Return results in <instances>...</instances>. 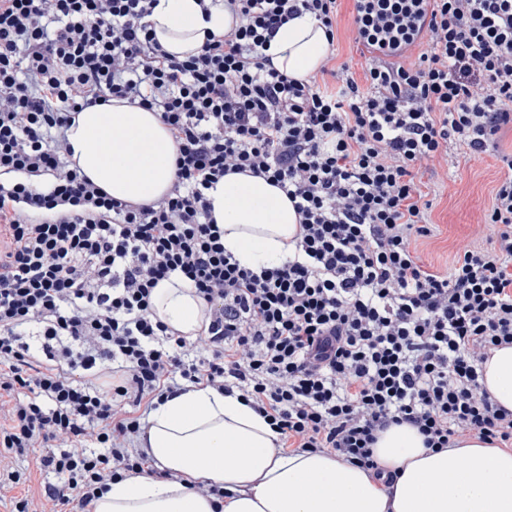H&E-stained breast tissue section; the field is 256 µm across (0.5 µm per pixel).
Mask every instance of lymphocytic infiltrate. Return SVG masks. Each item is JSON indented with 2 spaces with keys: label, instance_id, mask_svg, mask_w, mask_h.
<instances>
[{
  "label": "lymphocytic infiltrate",
  "instance_id": "lymphocytic-infiltrate-1",
  "mask_svg": "<svg viewBox=\"0 0 512 512\" xmlns=\"http://www.w3.org/2000/svg\"><path fill=\"white\" fill-rule=\"evenodd\" d=\"M152 2L0 0V449L54 476L11 512H91L149 472L143 410L196 386L239 392L278 450L377 476L393 425L435 451L511 448L512 412L481 378L512 345V0H362L363 79L330 52L301 81L265 50L302 12L335 38L338 0H219L234 26L184 60L152 38ZM114 98L157 111L177 146L152 203L108 196L72 160L79 110ZM452 141L503 174L489 247L471 239L440 270L417 249L433 233L420 174ZM230 172L293 203L285 262L225 251L207 192ZM175 274L207 307L194 338L153 317Z\"/></svg>",
  "mask_w": 512,
  "mask_h": 512
}]
</instances>
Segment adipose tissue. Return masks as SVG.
Wrapping results in <instances>:
<instances>
[{
  "mask_svg": "<svg viewBox=\"0 0 512 512\" xmlns=\"http://www.w3.org/2000/svg\"><path fill=\"white\" fill-rule=\"evenodd\" d=\"M152 37L169 55L196 54L207 34L233 26L231 14L199 0H156L148 18ZM328 49L324 27L307 13L277 30L266 50L275 68L304 80ZM73 159L112 198L149 203L174 182L176 145L159 116L119 99L84 107L67 132ZM207 197L224 230V247L241 266L284 262L298 217L286 194L266 179L229 173ZM155 318L193 338L206 306L178 275L152 292ZM492 397L512 411V346L484 366ZM266 419L237 395L192 387L156 403L141 446L156 468L109 483L93 512H512V451L476 439L439 452L406 425L381 433L374 455L394 471L392 484L320 452L276 450ZM181 473L224 487V502L169 480Z\"/></svg>",
  "mask_w": 512,
  "mask_h": 512,
  "instance_id": "1",
  "label": "adipose tissue"
}]
</instances>
